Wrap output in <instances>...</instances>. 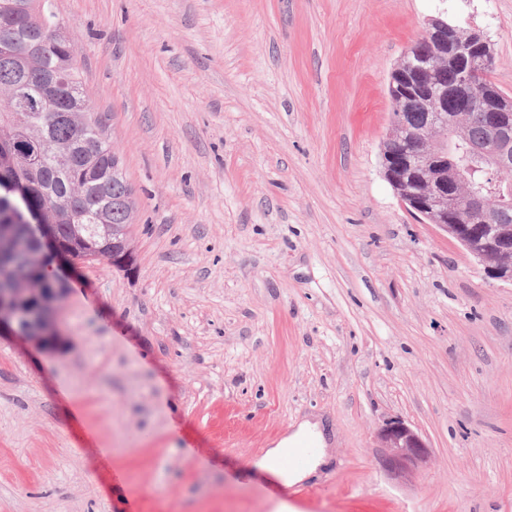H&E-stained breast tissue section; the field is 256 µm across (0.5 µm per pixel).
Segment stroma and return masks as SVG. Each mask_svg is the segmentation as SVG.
<instances>
[{
	"label": "stroma",
	"mask_w": 512,
	"mask_h": 512,
	"mask_svg": "<svg viewBox=\"0 0 512 512\" xmlns=\"http://www.w3.org/2000/svg\"><path fill=\"white\" fill-rule=\"evenodd\" d=\"M137 209L136 268L60 263L66 343L0 331V512H512V284L387 181L388 79L429 18L512 0H52ZM430 447L402 477L376 433ZM327 463L254 461L301 422ZM306 435H313L318 440H321L320 432L317 431V426L309 422H304L300 425L299 429L293 433L288 439L282 440L275 448L268 449L265 454L258 459L254 464L255 466L278 473L286 485H292L302 482L306 479L322 462L320 455H315L311 464L306 468H293L290 470H283L281 462L289 452L295 451L296 442Z\"/></svg>",
	"instance_id": "1"
}]
</instances>
